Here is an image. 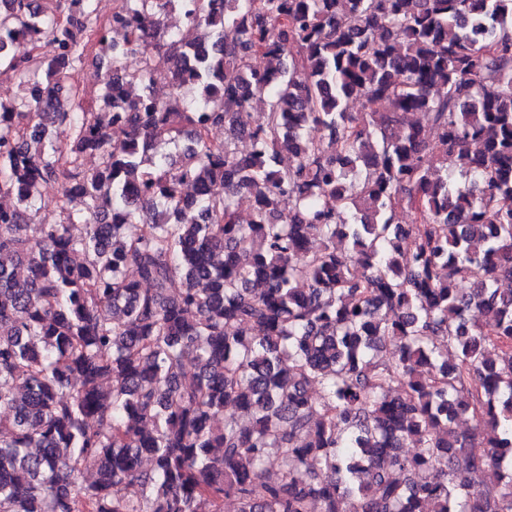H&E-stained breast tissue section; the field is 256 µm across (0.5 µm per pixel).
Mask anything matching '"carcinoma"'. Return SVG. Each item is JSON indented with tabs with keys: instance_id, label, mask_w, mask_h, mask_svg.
<instances>
[{
	"instance_id": "cac0c4a2",
	"label": "carcinoma",
	"mask_w": 512,
	"mask_h": 512,
	"mask_svg": "<svg viewBox=\"0 0 512 512\" xmlns=\"http://www.w3.org/2000/svg\"><path fill=\"white\" fill-rule=\"evenodd\" d=\"M0 73V512H512V0H0ZM93 54H90L85 64L79 67L73 74V80L86 91L88 97H92L99 86L100 73L98 74L94 65H92Z\"/></svg>"
}]
</instances>
